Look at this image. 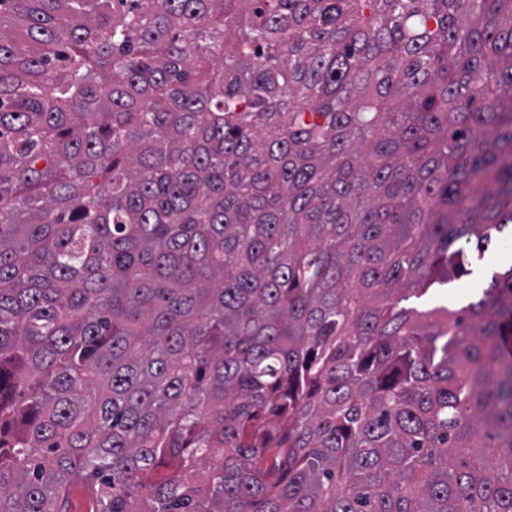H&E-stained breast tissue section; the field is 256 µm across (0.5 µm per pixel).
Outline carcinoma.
<instances>
[{"instance_id":"obj_1","label":"carcinoma","mask_w":512,"mask_h":512,"mask_svg":"<svg viewBox=\"0 0 512 512\" xmlns=\"http://www.w3.org/2000/svg\"><path fill=\"white\" fill-rule=\"evenodd\" d=\"M512 0H0V512H512ZM510 242V240H509ZM509 242L507 244L495 247L494 244L489 246L488 251L484 254L482 259H477V252L471 251L472 265L467 266V269L472 270L470 274L464 275L458 279L449 282L446 285H434L433 289L422 299H410L405 302L406 306L417 307L419 310L431 309L435 306L459 304L469 301L472 297L476 296L479 292L477 288L484 287V280L490 273H483L487 260L490 256L503 254L499 251L508 250Z\"/></svg>"}]
</instances>
